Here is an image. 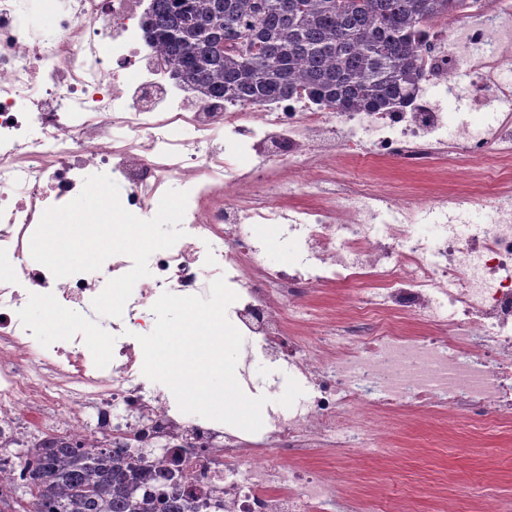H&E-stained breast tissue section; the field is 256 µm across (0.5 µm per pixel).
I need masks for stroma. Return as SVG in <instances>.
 Segmentation results:
<instances>
[{
    "mask_svg": "<svg viewBox=\"0 0 512 512\" xmlns=\"http://www.w3.org/2000/svg\"><path fill=\"white\" fill-rule=\"evenodd\" d=\"M381 178L417 199L437 191L465 188L469 175L434 162L412 168L398 160L372 164L368 158L338 162L337 181ZM304 465L348 470L351 489L375 501L379 512H437L452 493L462 512H475L484 491L512 500V419L496 418L492 408L464 413L454 423L421 427L410 419L386 448L333 449L307 456Z\"/></svg>",
    "mask_w": 512,
    "mask_h": 512,
    "instance_id": "obj_1",
    "label": "stroma"
}]
</instances>
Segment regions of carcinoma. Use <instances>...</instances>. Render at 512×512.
I'll list each match as a JSON object with an SVG mask.
<instances>
[{
  "mask_svg": "<svg viewBox=\"0 0 512 512\" xmlns=\"http://www.w3.org/2000/svg\"><path fill=\"white\" fill-rule=\"evenodd\" d=\"M147 45L173 63L171 78L210 101L261 104L305 97L338 112H395L428 74L418 41L464 0H152ZM179 454L155 484L145 456L90 435L56 434L25 461L38 512H196Z\"/></svg>",
  "mask_w": 512,
  "mask_h": 512,
  "instance_id": "1",
  "label": "carcinoma"
}]
</instances>
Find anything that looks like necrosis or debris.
Instances as JSON below:
<instances>
[{
	"label": "necrosis or debris",
	"instance_id": "obj_1",
	"mask_svg": "<svg viewBox=\"0 0 512 512\" xmlns=\"http://www.w3.org/2000/svg\"><path fill=\"white\" fill-rule=\"evenodd\" d=\"M142 6L0 0V488L23 473L15 439L32 444L48 429L133 442L157 470L187 447L182 482L207 512H370L349 478L288 465L289 453L389 444L412 411L426 424L489 404L512 414V183L500 177L512 161V113L501 108L512 100L501 77L512 68V0H481L426 28L419 54L431 87L410 107L350 114L304 98L227 106L176 92L171 63L140 43ZM45 12L60 15L59 29L31 24ZM450 101L497 118L449 122ZM358 156L494 174L482 223L458 224L469 194L413 201L384 181L333 188L336 162ZM90 169L144 220L170 188L188 194L185 237L151 255L149 276L109 319L92 301L131 270L129 256L58 279L27 246L43 212L74 199ZM298 190L304 202H292ZM422 222L436 225L433 242L414 237ZM265 225L303 244L287 267L267 263ZM220 277L237 295L230 322L264 357L287 358L309 389L249 448L221 422L175 416L132 344L152 332L162 293L206 298ZM334 284L359 286L362 331H338L313 307ZM40 298L41 323L13 319ZM74 307L85 332L48 343ZM411 322L430 335H410Z\"/></svg>",
	"mask_w": 512,
	"mask_h": 512
}]
</instances>
